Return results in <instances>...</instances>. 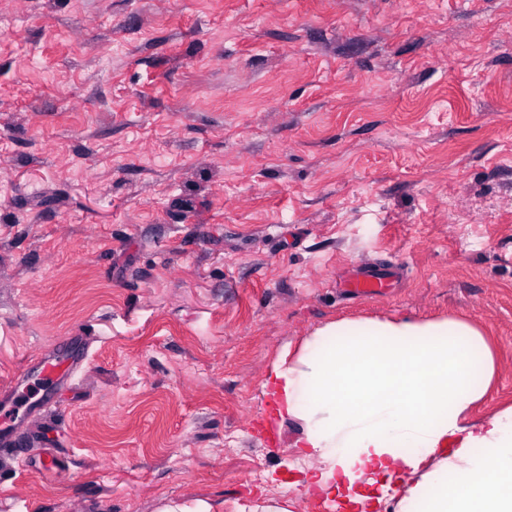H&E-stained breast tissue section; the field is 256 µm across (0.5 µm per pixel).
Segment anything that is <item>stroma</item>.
Segmentation results:
<instances>
[{"instance_id":"stroma-1","label":"stroma","mask_w":512,"mask_h":512,"mask_svg":"<svg viewBox=\"0 0 512 512\" xmlns=\"http://www.w3.org/2000/svg\"><path fill=\"white\" fill-rule=\"evenodd\" d=\"M0 387L90 347L0 447V512L277 500L261 384L339 319L465 318L512 404V0H0ZM360 263L404 267L346 298Z\"/></svg>"}]
</instances>
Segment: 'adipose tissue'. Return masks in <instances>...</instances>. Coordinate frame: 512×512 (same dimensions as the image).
<instances>
[{
    "mask_svg": "<svg viewBox=\"0 0 512 512\" xmlns=\"http://www.w3.org/2000/svg\"><path fill=\"white\" fill-rule=\"evenodd\" d=\"M496 374L465 319H342L284 350L262 385L300 421L301 482L345 508L512 512V406L473 420Z\"/></svg>",
    "mask_w": 512,
    "mask_h": 512,
    "instance_id": "ef3b65f1",
    "label": "adipose tissue"
}]
</instances>
